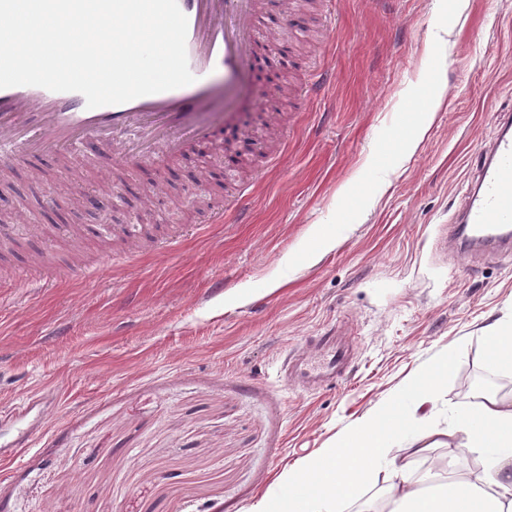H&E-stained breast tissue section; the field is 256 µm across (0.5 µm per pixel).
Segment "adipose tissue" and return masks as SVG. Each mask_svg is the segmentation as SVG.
I'll use <instances>...</instances> for the list:
<instances>
[{
	"label": "adipose tissue",
	"mask_w": 512,
	"mask_h": 512,
	"mask_svg": "<svg viewBox=\"0 0 512 512\" xmlns=\"http://www.w3.org/2000/svg\"><path fill=\"white\" fill-rule=\"evenodd\" d=\"M485 355L499 371L512 372L511 321L487 327ZM460 433L469 449L486 451L481 471L464 479L452 468L401 476L389 490L390 512H512V403L485 398L476 414H460L440 436L452 440Z\"/></svg>",
	"instance_id": "adipose-tissue-1"
}]
</instances>
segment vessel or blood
I'll use <instances>...</instances> for the list:
<instances>
[{"mask_svg":"<svg viewBox=\"0 0 512 512\" xmlns=\"http://www.w3.org/2000/svg\"><path fill=\"white\" fill-rule=\"evenodd\" d=\"M188 20L186 51L194 83L118 105L87 108L77 92L37 86L0 89V157L21 151L75 150L90 138L108 140L116 158L156 163L182 141L203 136L199 112L214 70L233 84L249 68L258 0H177ZM450 235L461 254L475 246L512 252V113H500L495 133L478 157ZM352 363L350 345L332 334L316 337L310 354L287 364L286 382L312 386L343 376Z\"/></svg>","mask_w":512,"mask_h":512,"instance_id":"b4317fda","label":"vessel or blood"}]
</instances>
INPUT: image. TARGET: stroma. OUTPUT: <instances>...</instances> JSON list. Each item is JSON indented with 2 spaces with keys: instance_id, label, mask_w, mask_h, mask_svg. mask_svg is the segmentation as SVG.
<instances>
[{
  "instance_id": "1",
  "label": "stroma",
  "mask_w": 512,
  "mask_h": 512,
  "mask_svg": "<svg viewBox=\"0 0 512 512\" xmlns=\"http://www.w3.org/2000/svg\"><path fill=\"white\" fill-rule=\"evenodd\" d=\"M272 29L277 113L256 109L255 67L159 166L94 140L0 166L23 238L0 268V406L59 401L21 462H0V512H258L437 353L463 348L412 413L437 429L469 402L460 375L493 374L484 329L512 318V259L459 255L448 225L512 107V0H261L255 45ZM424 84L427 119L410 109ZM69 171L122 194L108 225L71 213ZM336 327L355 337L351 373L284 386L288 354ZM412 445L347 512L396 464L422 474Z\"/></svg>"
}]
</instances>
